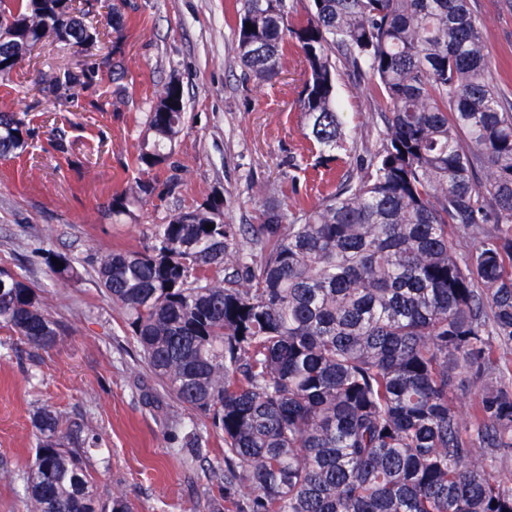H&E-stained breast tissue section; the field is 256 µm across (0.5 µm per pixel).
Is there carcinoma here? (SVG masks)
<instances>
[{
	"label": "carcinoma",
	"instance_id": "cac0c4a2",
	"mask_svg": "<svg viewBox=\"0 0 512 512\" xmlns=\"http://www.w3.org/2000/svg\"><path fill=\"white\" fill-rule=\"evenodd\" d=\"M237 4L255 79L277 74L288 41L303 54L314 144L344 147L338 57L386 101L382 143L355 183L297 216L265 204L258 224H227L210 195L155 225L150 248L98 256L99 286L156 378L221 431L224 512H512V484L486 470L512 456V371L497 357L512 347V99L484 22L468 0H312L296 27L288 0ZM85 15L74 0H0V78L58 26L100 42ZM180 90L157 91L142 177L112 215L154 193L185 120ZM27 134L1 112L0 156L23 153ZM45 263L81 277L67 253ZM0 329L42 349L59 336L17 277L0 281ZM462 373L476 390L465 410ZM33 424L29 512H97L87 450L61 414L43 407Z\"/></svg>",
	"mask_w": 512,
	"mask_h": 512
}]
</instances>
